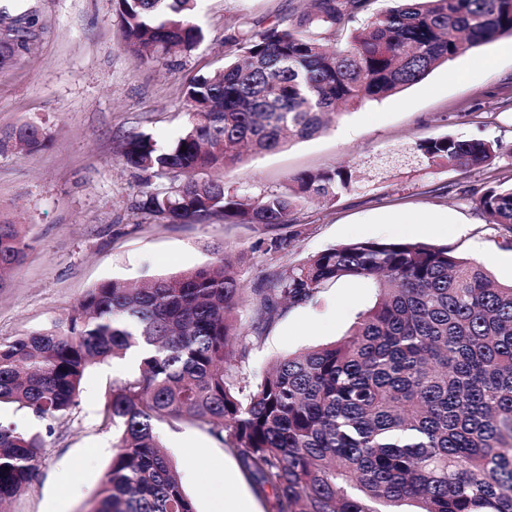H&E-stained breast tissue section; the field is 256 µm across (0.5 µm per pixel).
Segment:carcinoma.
I'll list each match as a JSON object with an SVG mask.
<instances>
[{"mask_svg":"<svg viewBox=\"0 0 512 512\" xmlns=\"http://www.w3.org/2000/svg\"><path fill=\"white\" fill-rule=\"evenodd\" d=\"M375 2L309 0L285 24L232 36L236 60L186 86L181 136L165 146L142 132L126 137L124 165L149 174L141 213L158 224L219 217L291 228L308 199L352 191L355 170L300 173L254 197L224 182L243 149L311 138L337 105L393 95L512 37V0H390L381 10ZM196 7L119 0L127 50L140 60L193 52L204 40L191 22ZM18 22L1 76L29 50L27 21ZM47 144L34 122L0 128V153ZM505 152L512 147L450 135L413 148L424 164L460 169ZM474 195L486 223L512 234V184ZM27 248L22 225L0 219V288ZM342 278L374 279L375 305L339 341L280 358L255 380L227 367L246 356L236 327L243 288L229 252L141 283H100L66 317L0 342V405L55 421L77 404L90 365L145 351L138 371L104 395L102 420L121 434L91 512H195L154 431L165 419L210 426L259 489L276 491L280 512H383L407 502L415 512H512V285L446 246L357 240L270 267L256 289L257 324ZM43 448L40 434L0 425V503L28 488Z\"/></svg>","mask_w":512,"mask_h":512,"instance_id":"carcinoma-1","label":"carcinoma"}]
</instances>
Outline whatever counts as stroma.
Returning <instances> with one entry per match:
<instances>
[{
  "label": "stroma",
  "mask_w": 512,
  "mask_h": 512,
  "mask_svg": "<svg viewBox=\"0 0 512 512\" xmlns=\"http://www.w3.org/2000/svg\"><path fill=\"white\" fill-rule=\"evenodd\" d=\"M303 0H200L194 21L204 42L188 55L138 61L125 49L117 0H0V13L30 17V41L0 77V127L37 122L46 148L0 153V215L23 225L26 259L0 288V341L67 314L96 285L136 282L209 264L218 248L236 257L246 290L242 334L254 320V288L270 265L303 261L356 240H410L442 245L485 262L492 278L512 282V248L487 224L471 189L512 174V156L461 170L445 165H389L416 143L443 135L512 145V56L499 42L435 68L425 79L378 101L349 108L322 134L250 155L224 175L227 186L260 196L301 172L348 164L360 181L332 203L310 201L297 214L299 234L272 254L262 227L214 219L157 224L138 210L145 175L124 167L117 147L144 132L160 144L187 120L184 89L195 76L232 60L230 25L260 29L303 11ZM493 66H483L486 58ZM464 71L450 80L449 69ZM372 281L343 278L312 302L286 308L259 336L240 371L259 375L276 358L339 340L358 312L372 307ZM129 371L124 360L90 366L76 405L53 424L30 411L0 407V422L43 432L45 448L30 486L7 512H90L120 431L103 424L105 392ZM196 512L217 497H246L255 512H279L272 489L256 490L238 458L207 429L157 423Z\"/></svg>",
  "instance_id": "stroma-1"
}]
</instances>
